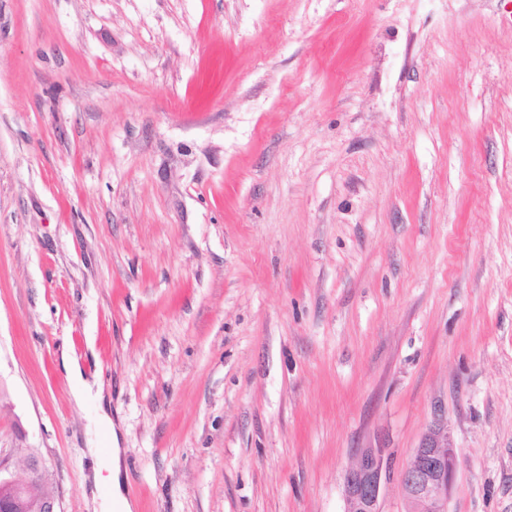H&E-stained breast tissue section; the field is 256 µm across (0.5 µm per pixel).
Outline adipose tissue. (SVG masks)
I'll list each match as a JSON object with an SVG mask.
<instances>
[{"label":"adipose tissue","instance_id":"1","mask_svg":"<svg viewBox=\"0 0 512 512\" xmlns=\"http://www.w3.org/2000/svg\"><path fill=\"white\" fill-rule=\"evenodd\" d=\"M62 366L71 383L70 395L79 404L94 402L97 406L93 421L95 436L88 442L87 454L93 459L91 480L95 493L92 501L98 512H133L134 505L126 490V475L122 469V455L110 416L105 411L104 389L99 380H87L77 357L63 351ZM107 435L109 451L100 448V435Z\"/></svg>","mask_w":512,"mask_h":512}]
</instances>
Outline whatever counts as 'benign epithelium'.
Instances as JSON below:
<instances>
[{"label":"benign epithelium","instance_id":"benign-epithelium-1","mask_svg":"<svg viewBox=\"0 0 512 512\" xmlns=\"http://www.w3.org/2000/svg\"><path fill=\"white\" fill-rule=\"evenodd\" d=\"M459 466L448 427L438 420L423 435L402 470L406 499L416 512H448V497ZM27 476L18 477L0 462V512H57L56 500L39 492L47 480L42 461L24 460ZM390 476L389 457L382 448H366L343 476L344 512H383L382 499Z\"/></svg>","mask_w":512,"mask_h":512}]
</instances>
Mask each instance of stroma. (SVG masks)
<instances>
[{
    "mask_svg": "<svg viewBox=\"0 0 512 512\" xmlns=\"http://www.w3.org/2000/svg\"><path fill=\"white\" fill-rule=\"evenodd\" d=\"M384 512L436 420L512 512V0H0V448L91 512ZM62 366L71 383L70 395L77 404L94 402L97 406L93 421L94 438L88 441L87 454L93 459L94 467L90 476L93 483L92 501L99 511L94 512H133L134 504L127 496L126 475L122 469L121 448L112 419L104 409V389L98 378L87 380L77 357L69 350L62 352ZM105 433L109 439L110 449L103 453L100 437ZM103 471L107 474L103 475ZM109 490L107 496H100L101 487ZM95 509V510H97ZM390 476L389 457L382 448H365L343 476L344 512H383L382 499Z\"/></svg>",
    "mask_w": 512,
    "mask_h": 512,
    "instance_id": "35a3bbf8",
    "label": "stroma"
}]
</instances>
